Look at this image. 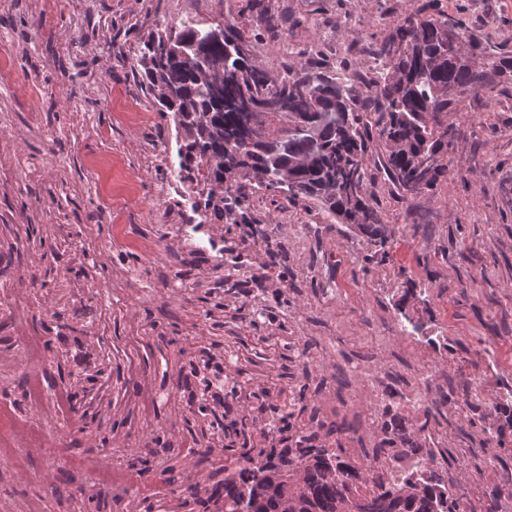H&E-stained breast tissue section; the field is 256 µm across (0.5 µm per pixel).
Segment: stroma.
Segmentation results:
<instances>
[{
	"mask_svg": "<svg viewBox=\"0 0 512 512\" xmlns=\"http://www.w3.org/2000/svg\"><path fill=\"white\" fill-rule=\"evenodd\" d=\"M417 9L512 56V0H13L0 12L14 57L0 130L17 168L0 210L27 217L24 250L0 227V296L24 299L0 315V402L42 433L21 464L0 462V512H202L186 482L211 487L243 447H285V412L317 416L325 447L364 464L380 440L378 379L403 394L421 370L433 397L463 406L404 412L402 425L438 439L439 469L458 464L467 507L512 512V449L488 441L512 427V81L449 112L448 174L431 189L405 193L373 148L369 201L394 230L381 251L307 199L248 187L249 224L187 223L177 132L136 64L148 34L196 18L254 27L250 61L272 75L343 61L367 76L371 47ZM18 321L42 341L41 407L25 398ZM116 461L140 490L113 488Z\"/></svg>",
	"mask_w": 512,
	"mask_h": 512,
	"instance_id": "1",
	"label": "stroma"
}]
</instances>
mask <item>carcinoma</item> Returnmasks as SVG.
I'll list each match as a JSON object with an SVG mask.
<instances>
[{
    "instance_id": "1",
    "label": "carcinoma",
    "mask_w": 512,
    "mask_h": 512,
    "mask_svg": "<svg viewBox=\"0 0 512 512\" xmlns=\"http://www.w3.org/2000/svg\"><path fill=\"white\" fill-rule=\"evenodd\" d=\"M205 25L190 18L149 35L137 62L154 104L171 113L182 132L185 179L193 180L196 166L206 169L205 206L221 203L229 224L244 222L241 189L249 185L311 200L372 245L386 247L394 231L367 196L371 143L384 144L386 169L402 190H428L447 170L441 158L448 145L445 117L463 95L489 83L474 54L491 59L498 76L512 77V59L471 40L462 21L446 14L424 19L417 9L374 51L378 68L364 84L379 113L372 125L358 105L357 72L346 64L328 74L290 70L274 78L248 59L253 31L227 22L220 44L204 37ZM171 41L198 64L171 55ZM217 82L232 95L248 96L260 114L278 115L279 123L256 138L242 130L238 113L221 112L210 94ZM313 428L311 418L296 447L273 448L262 464L224 471V483L208 499L222 502L224 512H458V499L434 470V456L396 418L384 423L393 459L411 454L418 462L370 485L341 454L313 445Z\"/></svg>"
}]
</instances>
